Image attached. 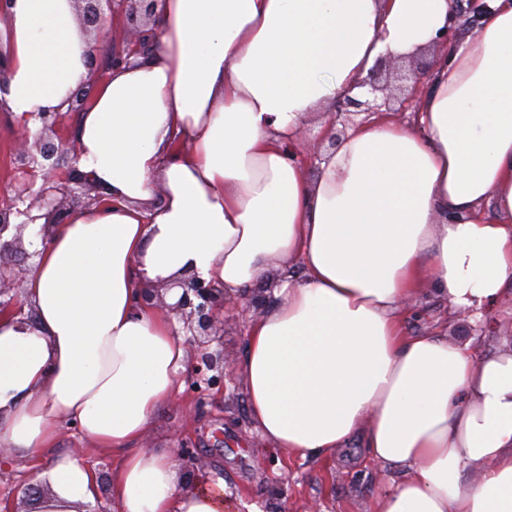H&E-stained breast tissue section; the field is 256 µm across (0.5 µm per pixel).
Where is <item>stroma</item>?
Instances as JSON below:
<instances>
[{
  "instance_id": "obj_1",
  "label": "stroma",
  "mask_w": 512,
  "mask_h": 512,
  "mask_svg": "<svg viewBox=\"0 0 512 512\" xmlns=\"http://www.w3.org/2000/svg\"><path fill=\"white\" fill-rule=\"evenodd\" d=\"M16 133L9 117L1 114L0 207L12 203V184L22 176L12 149ZM502 305L504 311L497 314L494 327L482 332L454 319L446 303L428 294L411 308L407 326L410 332L420 333L437 324L447 328L450 341L489 353L512 345V316L506 312L512 300L504 299ZM255 312L247 300L230 299L224 327L212 341V349L239 359L245 349L247 319ZM184 381L183 391L154 417L143 445L169 449L189 476L223 479L229 512H307L313 504L320 512H373L390 474L369 459L359 442H351L327 459L294 458L264 449L249 421L244 384L235 371L215 375L208 384L192 368ZM62 454L88 461L100 479L94 512H112L109 482L115 459L111 450L90 448L68 426L39 459L17 452L0 459V499L13 504L17 512H36L38 498L30 490L40 487V472Z\"/></svg>"
}]
</instances>
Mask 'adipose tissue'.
Wrapping results in <instances>:
<instances>
[{
  "label": "adipose tissue",
  "mask_w": 512,
  "mask_h": 512,
  "mask_svg": "<svg viewBox=\"0 0 512 512\" xmlns=\"http://www.w3.org/2000/svg\"><path fill=\"white\" fill-rule=\"evenodd\" d=\"M484 3L448 43L453 0H161L148 54L98 80L77 0H0V112L34 133L91 85L79 168L108 198L46 242L26 230L33 315H0V447L39 457L71 422L121 455L113 512H225L224 486L140 445L187 353L138 293L190 271L237 297L280 268L235 363L270 449L359 440L400 474L374 512H512V350L409 333L402 311L428 287L483 322L512 296V0ZM427 50L414 124L347 129L312 176L287 155L339 96L363 97L379 59ZM40 478V512L95 503L78 457Z\"/></svg>",
  "instance_id": "adipose-tissue-1"
}]
</instances>
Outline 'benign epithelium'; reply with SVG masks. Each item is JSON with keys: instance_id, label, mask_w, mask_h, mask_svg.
Wrapping results in <instances>:
<instances>
[{"instance_id": "obj_1", "label": "benign epithelium", "mask_w": 512, "mask_h": 512, "mask_svg": "<svg viewBox=\"0 0 512 512\" xmlns=\"http://www.w3.org/2000/svg\"><path fill=\"white\" fill-rule=\"evenodd\" d=\"M104 2L119 7L127 15L129 22L137 24L126 47L112 50V65L127 63L131 56L148 48L149 41L139 23L147 22L156 14L160 0H79L83 29L98 42L107 35L102 6ZM90 95L91 86H81L70 96L68 112L39 113L41 128L33 138L25 127L17 131L15 148L22 172L30 177L35 176L38 171L41 172L44 184L33 198L30 197V184H18L15 187V200L26 204V207L21 209L14 205L0 209V311L24 314L23 303L11 291L20 287L23 275L30 266L28 260L38 256L39 252L35 250L26 254V261L23 263H9L5 258L21 247L22 231L35 221L31 210L35 207L47 208L43 214L45 222L39 231L44 238L53 225L66 222L69 208L65 202L68 198L76 200L82 195L96 200L104 196L102 189L89 183L87 176L78 168L79 153L76 142L63 141L55 135L59 122L69 112H81ZM286 150L293 156L312 160L318 153V143L298 141L287 146ZM66 156L72 160V166L60 177L58 173ZM21 216L25 220L16 225L12 224V218ZM173 288L181 289L182 293L176 303L165 305V309L183 322V330L190 337L196 358L210 371L222 373L230 369L232 360L224 356V351H209L211 336L223 325L224 306L229 300L224 288L194 273H185L163 286L166 291Z\"/></svg>"}]
</instances>
